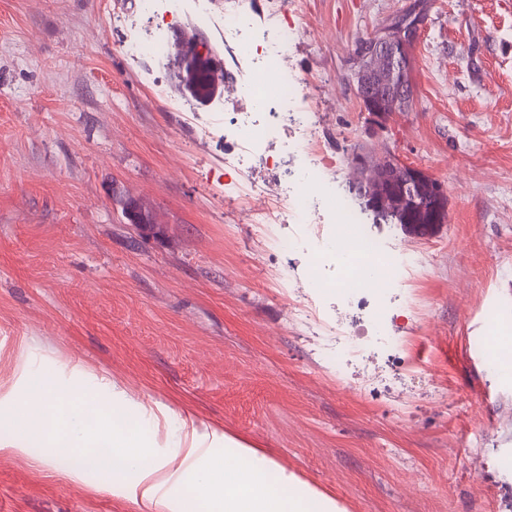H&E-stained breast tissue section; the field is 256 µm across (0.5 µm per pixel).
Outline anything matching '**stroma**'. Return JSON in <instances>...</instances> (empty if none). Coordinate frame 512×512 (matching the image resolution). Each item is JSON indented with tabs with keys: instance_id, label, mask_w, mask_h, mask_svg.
<instances>
[{
	"instance_id": "35a3bbf8",
	"label": "stroma",
	"mask_w": 512,
	"mask_h": 512,
	"mask_svg": "<svg viewBox=\"0 0 512 512\" xmlns=\"http://www.w3.org/2000/svg\"><path fill=\"white\" fill-rule=\"evenodd\" d=\"M288 2L341 191L357 145L447 190V223L423 233L361 213L421 256L383 310L405 350L340 372L318 329L286 318L276 272L305 280L309 260L244 211L272 173L224 161V91L192 77L224 59L211 18L171 28L160 62L121 48L137 0H0V419L42 374L143 405L139 432L177 459L158 474L170 492L191 448L230 438L336 512H512V375L477 345L487 308L512 314V0ZM413 4L414 103L380 129L345 76L356 41ZM125 198L152 223H127ZM47 445L0 433V512H157Z\"/></svg>"
}]
</instances>
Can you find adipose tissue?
Returning <instances> with one entry per match:
<instances>
[{
    "instance_id": "ef3b65f1",
    "label": "adipose tissue",
    "mask_w": 512,
    "mask_h": 512,
    "mask_svg": "<svg viewBox=\"0 0 512 512\" xmlns=\"http://www.w3.org/2000/svg\"><path fill=\"white\" fill-rule=\"evenodd\" d=\"M35 398L38 412L23 408L16 415L20 432L49 433L54 449H86L88 458L111 475L113 482H122L129 471H136L138 478L130 485L129 495L155 503L163 512L170 507L177 512H335L329 498L273 480L274 461L242 445L205 453L202 477L192 478L188 494L171 497L153 481L166 462L130 427L127 406L94 399L95 420L76 424L72 421L74 405L51 385H42Z\"/></svg>"
}]
</instances>
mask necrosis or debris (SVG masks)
<instances>
[{
	"label": "necrosis or debris",
	"mask_w": 512,
	"mask_h": 512,
	"mask_svg": "<svg viewBox=\"0 0 512 512\" xmlns=\"http://www.w3.org/2000/svg\"><path fill=\"white\" fill-rule=\"evenodd\" d=\"M211 0H138L134 27H151L149 35H131L122 44L125 54L168 55L165 22H177L188 12L207 15ZM224 41L248 60L247 70L224 69L204 75L207 83L224 86V98L232 105L221 122L235 129L236 138L224 144L228 163L249 169H283L281 177L265 182L249 197V217L256 224H286L288 233L278 235L274 248L282 254L306 252L311 256L307 285L318 293L339 294L345 306L374 302L385 304V290L378 275L396 264L409 272L418 258L404 250L392 257L371 237L356 212L336 190L326 173L334 158L321 144L316 121V101L304 83L288 69V59L303 36L293 24L275 26L260 37L254 19L245 11L228 10L223 19ZM300 156L301 165L288 166L285 156ZM348 238L357 245L348 258H340L336 244ZM290 314L315 325L326 338V352L337 365L363 356L365 346L358 332L348 330L343 319L324 316L311 299L288 293Z\"/></svg>",
	"instance_id": "obj_1"
}]
</instances>
